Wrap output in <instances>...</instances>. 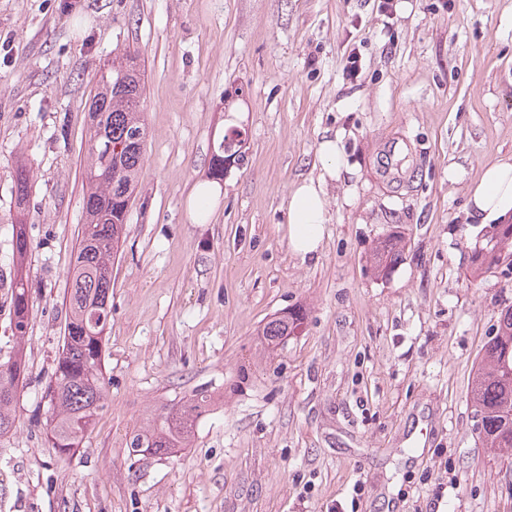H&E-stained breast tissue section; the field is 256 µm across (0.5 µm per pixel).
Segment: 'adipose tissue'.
<instances>
[{
    "label": "adipose tissue",
    "mask_w": 512,
    "mask_h": 512,
    "mask_svg": "<svg viewBox=\"0 0 512 512\" xmlns=\"http://www.w3.org/2000/svg\"><path fill=\"white\" fill-rule=\"evenodd\" d=\"M317 161L318 175L297 182L288 195V245L303 260L316 255L330 220L325 188L328 181L339 178L344 166L339 138L321 140ZM466 207L482 225L512 219V156L498 158L485 167L469 188Z\"/></svg>",
    "instance_id": "adipose-tissue-1"
}]
</instances>
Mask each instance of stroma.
Returning a JSON list of instances; mask_svg holds the SVG:
<instances>
[{
	"mask_svg": "<svg viewBox=\"0 0 512 512\" xmlns=\"http://www.w3.org/2000/svg\"><path fill=\"white\" fill-rule=\"evenodd\" d=\"M0 0V362L13 351V231L33 248L28 379L0 438V512H512V457L483 448L468 391L512 269L470 273L466 213L512 155V0ZM358 47L362 70L343 67ZM138 53L143 171L112 270L105 408L73 455L47 437L84 219L89 96ZM213 217L186 198L228 127ZM315 257L292 254L288 193L327 136ZM33 173L18 206L14 171ZM401 231L387 275L367 258ZM305 313L275 349L263 326ZM213 394L188 448L131 455L162 407Z\"/></svg>",
	"mask_w": 512,
	"mask_h": 512,
	"instance_id": "obj_1",
	"label": "stroma"
}]
</instances>
